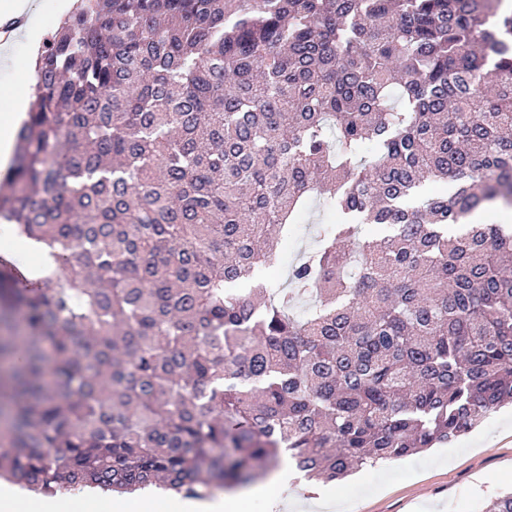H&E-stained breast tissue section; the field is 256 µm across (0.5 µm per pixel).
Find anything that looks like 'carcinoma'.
I'll return each instance as SVG.
<instances>
[{
	"label": "carcinoma",
	"instance_id": "carcinoma-1",
	"mask_svg": "<svg viewBox=\"0 0 512 512\" xmlns=\"http://www.w3.org/2000/svg\"><path fill=\"white\" fill-rule=\"evenodd\" d=\"M38 57L0 223L46 269L0 288V478L341 481L512 403V228L466 223L512 208L500 0H88ZM314 195L350 225L238 293Z\"/></svg>",
	"mask_w": 512,
	"mask_h": 512
}]
</instances>
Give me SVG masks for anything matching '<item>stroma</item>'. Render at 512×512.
I'll use <instances>...</instances> for the list:
<instances>
[{"label":"stroma","mask_w":512,"mask_h":512,"mask_svg":"<svg viewBox=\"0 0 512 512\" xmlns=\"http://www.w3.org/2000/svg\"><path fill=\"white\" fill-rule=\"evenodd\" d=\"M341 216L311 200L288 234L293 248L280 253L289 267L312 246L320 226ZM512 488V406L491 413L451 443L360 468L329 484L340 512H482L487 500Z\"/></svg>","instance_id":"35a3bbf8"}]
</instances>
